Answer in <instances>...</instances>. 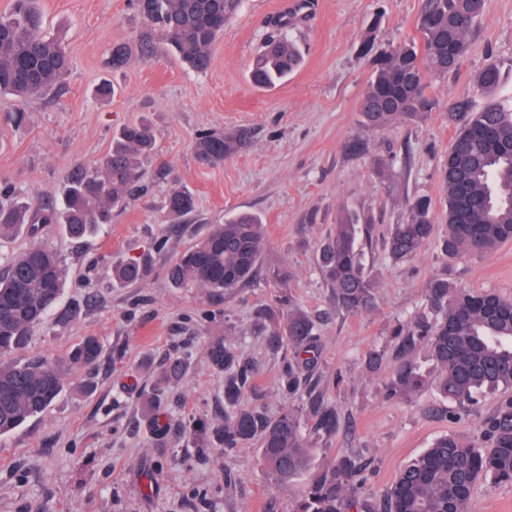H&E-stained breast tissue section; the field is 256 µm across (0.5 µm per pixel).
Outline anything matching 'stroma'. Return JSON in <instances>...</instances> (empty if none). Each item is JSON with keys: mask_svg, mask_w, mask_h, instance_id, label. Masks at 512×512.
Returning a JSON list of instances; mask_svg holds the SVG:
<instances>
[{"mask_svg": "<svg viewBox=\"0 0 512 512\" xmlns=\"http://www.w3.org/2000/svg\"><path fill=\"white\" fill-rule=\"evenodd\" d=\"M293 2L243 0L213 46L209 70L195 73L171 56L135 55L112 69L113 44L134 41L147 28L129 0H39L45 30L64 40L71 71L62 93L28 101L22 127L9 121L13 99L0 97V181L23 198L51 200L74 166L98 163L123 124L148 123L156 141L144 163V190L113 213L111 224L78 242L57 224L42 234L66 265L61 307L76 302L81 310L66 324L50 314L15 360L68 357L86 336L97 337L103 352L97 363L68 372L43 414L0 437V512H291L301 484L277 488L256 445L228 452L215 437L224 419V375L206 356L214 339L238 345L259 370L244 405L276 414L283 405L280 356L256 336L254 312L281 292L320 317V373L341 380L329 400L348 429L315 445L314 459L342 451L374 459L368 502H379L399 470L438 437H479L496 411L497 394L479 397L470 414H449L448 400L433 387L409 402L385 400L382 376L366 367L365 356L386 345L396 322L422 309L432 276L512 297V241L452 264L433 242L404 262L392 261L383 245L414 195H429L443 219L439 166L455 135L448 105L471 93L488 62L499 63L502 82L477 98L478 108L512 105V0H486L460 69L431 79L436 110L384 131L362 123L359 102L374 56L419 40L422 0H308L290 31L303 51L301 67L275 89L259 90L248 80L249 66L268 20ZM105 81L116 93L103 100L96 89ZM240 128L251 136L243 152L199 163V132ZM354 142L364 152L351 153ZM175 187L189 191L196 208L171 227L163 206ZM361 209L375 218L368 262L376 305L342 315L315 250L340 212ZM238 211L257 214L265 228L255 280L221 297L170 283L166 269L177 255ZM311 213L316 223H305ZM164 233L167 245L156 250ZM132 258L146 260L149 270L141 284L124 287L112 272ZM273 269L288 271L285 289L268 280ZM173 358L185 368L168 379ZM159 422L167 432L156 430ZM197 423L207 425L205 438L189 435Z\"/></svg>", "mask_w": 512, "mask_h": 512, "instance_id": "stroma-1", "label": "stroma"}]
</instances>
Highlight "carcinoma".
<instances>
[{"mask_svg":"<svg viewBox=\"0 0 512 512\" xmlns=\"http://www.w3.org/2000/svg\"><path fill=\"white\" fill-rule=\"evenodd\" d=\"M242 0H137L136 7L150 23L140 39V57L151 59L164 50L188 69L204 73L211 50L224 25L238 12ZM301 7L271 19L274 30L265 38L249 68L251 84L271 90L301 65L302 55L288 37ZM485 0H423L419 16L420 42L402 43L377 58L359 103L364 122L386 130L433 111L427 76L455 71L468 49V38L483 15ZM132 57L123 44L112 46V67ZM71 67L58 38L44 31L38 0H13L0 13V95L18 106L11 120L26 123L24 101L55 93ZM502 71L495 62L474 77L473 95L448 106V121L456 134L440 173L446 205V230L439 244L444 256L464 260L487 254L512 241V108L475 110L474 96L495 91ZM155 135L144 122L123 126L112 137V148L94 167H76L58 203L19 202L8 183L0 185V239L25 232L37 237L46 224H60L67 236L81 240L104 224L112 211L125 206L141 187L144 159ZM249 144L243 129L199 134L194 151L199 162L221 163ZM167 216L185 220L195 210L191 193L172 189L165 202ZM431 197L408 201L405 222L391 225L384 240L389 257L404 261L418 255L435 235ZM373 218L344 212L319 243L317 264L331 288L336 311L361 315L375 304V282L367 270L366 249L372 241ZM265 246L261 219L239 212L212 225L209 232L184 250L170 267L178 286L205 288L225 295L257 274ZM65 269L58 253L37 244L0 269V436L13 432L43 413L64 388V364L44 357L25 362L6 360L24 348L46 316L59 303ZM116 280L136 286L145 269L131 261L114 270ZM425 311L397 323L388 349L367 353L372 371L393 362L380 391L388 401L408 402L433 382L453 405L469 412L477 398L512 389V299L495 292L463 288L448 276L433 277L424 289ZM265 345L285 347L278 390L285 401L279 413L268 416L258 407L240 405L256 368L224 339L214 340L207 352L210 366L224 373V425L218 430L224 448L258 443L266 472L274 484L288 489L313 465L305 421L327 441L345 427L340 412L329 402L331 385L307 389L319 370L321 336L316 320L279 298L256 310ZM102 347L86 336L70 363L93 364ZM374 460L344 453L327 459L303 487L293 512H468L475 485L481 480L512 484V397L504 400L484 422L482 436L464 440L453 434L437 438L421 456L406 465L387 488L382 508L363 500V489L374 471Z\"/></svg>","mask_w":512,"mask_h":512,"instance_id":"carcinoma-1","label":"carcinoma"}]
</instances>
